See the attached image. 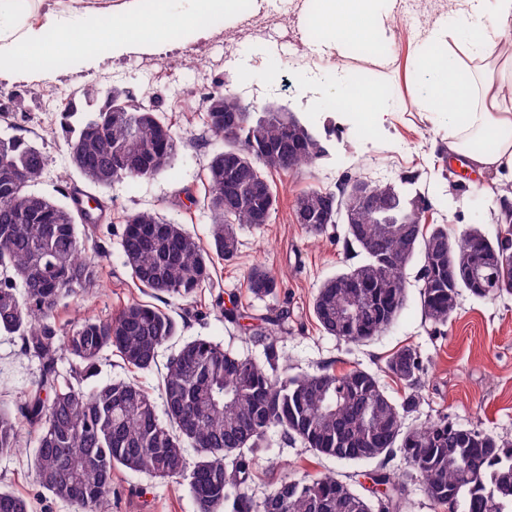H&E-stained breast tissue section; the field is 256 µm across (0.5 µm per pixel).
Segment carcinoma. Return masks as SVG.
Here are the masks:
<instances>
[{
  "mask_svg": "<svg viewBox=\"0 0 512 512\" xmlns=\"http://www.w3.org/2000/svg\"><path fill=\"white\" fill-rule=\"evenodd\" d=\"M222 121L207 124L224 142L208 167L203 201L210 213L215 252L231 262L238 252L236 225L270 219L276 196L268 175L312 167L328 155L314 127L290 112H256L229 90H216ZM178 134L157 110L126 112L114 120L100 112L82 123L68 143L70 162L98 187L153 178L170 164ZM233 180L224 179L235 156ZM49 165L47 154L21 137H0V333L22 339L23 354L42 363L41 375L12 413L0 407V454L22 447L25 422L36 432V482L50 496L78 512H110L112 473L125 470L151 477L183 476L196 512H365L362 495L343 489L334 475L281 482L261 503L247 493L257 456L268 450V433L300 440L319 454L350 461L362 454L385 460L394 451L413 463L430 499L439 506L453 498L461 512H512V443L442 418L407 429L403 415L416 408L420 356L404 347L387 361L388 371L409 393L391 399L377 377L361 368L343 373L325 367L314 374L288 375L273 336L284 312L244 333L264 341L263 360L241 357L204 336L184 341L166 364L161 402L128 379L96 381L107 351L140 372L154 369L159 351L179 335V324L159 308L127 304L112 320L83 317L59 333L51 322L66 301L92 290L99 266L81 248L74 207L43 198L29 207L31 184ZM363 176L345 175L336 190L311 189L296 197L295 214L314 237L338 223L336 209L353 206L358 224L345 227L346 250L358 259L327 278L313 299V314L329 335L364 344L388 330L405 301L404 273L422 260L421 309L425 319L445 326L463 289L479 298L512 290V237L489 241L496 260L483 270L481 285L463 279L471 264L470 242L487 236L477 227L459 239L439 224L424 229L413 201L393 195L394 181L370 182L374 205H361L343 188ZM233 191L238 204L224 208ZM125 265L141 287L157 298L187 301L212 278L211 256L182 225L138 211L125 221L120 241ZM368 287L361 296L353 279ZM280 280L264 266L246 276L249 295L275 297ZM72 362L71 378L59 379L58 354ZM194 452V463L188 462ZM374 484L384 486L381 512H394L403 485L381 466ZM0 512H30L29 501L0 490Z\"/></svg>",
  "mask_w": 512,
  "mask_h": 512,
  "instance_id": "obj_1",
  "label": "carcinoma"
}]
</instances>
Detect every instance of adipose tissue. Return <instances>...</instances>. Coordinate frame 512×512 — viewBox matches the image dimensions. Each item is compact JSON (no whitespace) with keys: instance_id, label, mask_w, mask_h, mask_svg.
Listing matches in <instances>:
<instances>
[{"instance_id":"ef3b65f1","label":"adipose tissue","mask_w":512,"mask_h":512,"mask_svg":"<svg viewBox=\"0 0 512 512\" xmlns=\"http://www.w3.org/2000/svg\"><path fill=\"white\" fill-rule=\"evenodd\" d=\"M38 0H0V74L40 66L52 56L77 69L95 67L100 55L112 58L149 51L160 53L175 30L192 29L208 38L210 22L273 6L274 0H121L111 15L96 9L39 10ZM402 0H315L303 16L310 51L325 58L342 56L354 46L392 42V24ZM111 24L104 53L79 45L80 36ZM512 27V0H456L447 16L419 35L424 89L423 111L443 114L449 153L464 156L469 169L512 179V47L503 40ZM343 88L354 111L383 123L393 105L372 85L352 84L341 71L331 78L311 74L297 85L298 98L316 112L331 111L326 82Z\"/></svg>"}]
</instances>
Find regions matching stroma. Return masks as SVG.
<instances>
[{
  "mask_svg": "<svg viewBox=\"0 0 512 512\" xmlns=\"http://www.w3.org/2000/svg\"><path fill=\"white\" fill-rule=\"evenodd\" d=\"M305 7V0H276L274 7L257 13L215 20L207 39H174L161 54L138 52L118 59L105 55L89 72L60 63L47 77L32 68L0 80V110L9 112L8 117H0V137H24L51 159L34 185L35 192L56 200L61 189H81L105 206L98 231L84 241L87 256L102 258L100 285L93 294L60 306L54 323L66 329L85 314L110 318L129 302L154 301L180 325L179 337L161 349L157 368L135 372L112 353L103 360L99 378L133 379L156 396L165 364L183 340L206 336L240 356L262 360V341L225 321L223 309L229 298H236L240 312L249 319L284 309L288 319L277 345L290 374H312L326 366L339 373L361 367L376 374L387 393L398 400L405 389L388 376L386 361L399 348L411 346L420 353L424 372L420 401L405 416L407 427L445 417L455 425L512 442V293L478 298L461 291L447 326L434 327L421 310L422 263L416 260L406 270L402 311L395 324L372 342L358 346L338 340L323 333L314 318L312 303L322 282L347 270L351 261L343 244V226L331 227L325 236L316 238L297 223L293 204L303 191L335 189L347 173L375 180L414 174L418 177L416 189L426 192L432 201L431 222L446 225L450 237H461L476 226L493 239L507 233L508 227L494 223L490 215L505 179L493 174L465 178L447 172L449 162L440 150L445 132L438 115L419 107L416 29L395 22L396 38L386 48L385 63H377L355 47L345 57L328 63L305 55L299 68L286 44H307L309 35L301 24ZM260 27L268 30L261 43L271 51L268 67L272 77L265 83L245 80L234 65L241 46L224 45L225 35ZM329 66L346 69L353 83L386 87L395 104L387 122L369 125L363 136L355 118H343L338 112L308 113L316 129L335 128L328 157L310 171L271 175L279 203L269 222L238 227L236 258L227 262L214 257L213 279L192 301L152 300L132 279L118 245L119 235L126 214L148 210L182 224L203 246H210V218L201 199L208 163L222 145L207 131L206 97L224 84L254 102L258 111L295 112L299 109V79ZM114 88L129 91L137 99L149 96L180 139L174 160L159 176L102 189L88 185L72 167L61 121L68 103L81 109L89 104L85 92H93L90 104L99 108ZM257 264L283 279L278 295L263 302L251 299L245 288L244 276ZM20 346L18 337L0 335V406L9 409L24 401L40 374L38 363L22 355ZM268 441L270 450L258 459L248 486L256 501H263L280 482L324 474L336 475L358 492L369 484L370 464L339 462L300 442L284 444L275 432L269 434ZM386 467L406 486L400 512H447L427 496L412 465L401 455L390 457ZM0 488L27 498L31 512H76L75 507L53 500L36 484L28 449L0 455ZM112 512H195V506L184 478H152L120 470L112 476Z\"/></svg>",
  "mask_w": 512,
  "mask_h": 512,
  "instance_id": "1",
  "label": "stroma"
}]
</instances>
